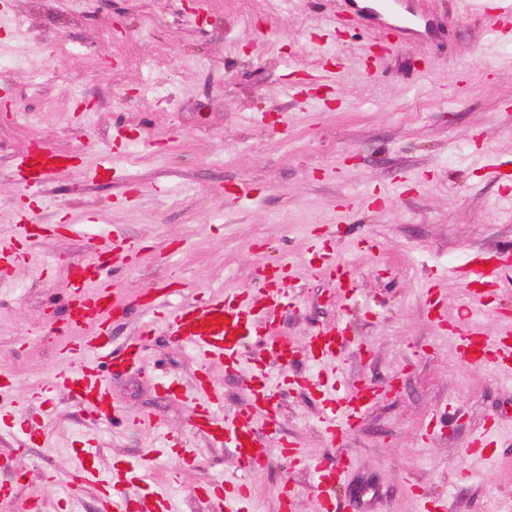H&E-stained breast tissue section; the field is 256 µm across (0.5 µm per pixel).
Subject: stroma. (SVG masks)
Segmentation results:
<instances>
[{
  "label": "stroma",
  "mask_w": 512,
  "mask_h": 512,
  "mask_svg": "<svg viewBox=\"0 0 512 512\" xmlns=\"http://www.w3.org/2000/svg\"><path fill=\"white\" fill-rule=\"evenodd\" d=\"M432 29L369 57L377 29L349 23L336 37L343 0H6L0 9V253L13 255L0 283V365L13 378L0 393V512H99L100 487L74 480L78 449L111 473L122 460L149 469L178 512H210L203 488L234 468L224 447L196 428L191 406L163 390L192 387L202 362L146 309L112 316L98 366L113 407L151 415L153 436L96 419L63 391L50 394L55 419L30 437L43 405L37 393L66 357L71 294L65 268L112 249L120 232L130 262L113 267L115 295L170 291V306L210 291L256 292L264 273L290 269L292 302L278 309L283 336L304 344L345 319L340 356L302 366L312 381L279 387V368L259 338L241 347L237 370L214 363L212 387L226 416L248 397L245 383L267 364L277 384V432L256 429L270 449L249 477L236 512H280L292 485L297 512H318L312 471L285 460L278 439L309 456H332L313 386L335 373V393L363 382L383 394L349 434L352 460L337 496L347 512H490L512 500V385L462 359L426 302L436 289L449 320L464 317L452 274L471 256L512 243V183L488 178L478 153L512 167V25L497 40L483 19L456 17L451 0H409ZM73 155L30 205L14 165L35 143ZM111 174L95 179L91 169ZM253 191L238 196L239 187ZM384 205H373L376 194ZM30 208L38 233L20 231ZM80 224L69 236L64 225ZM349 264L357 290L345 300L309 265L312 239ZM489 333L512 325V269L484 299ZM149 336H142L143 327ZM142 340V360L122 364ZM496 421L494 443L467 442ZM193 450L196 464L156 455L166 439Z\"/></svg>",
  "instance_id": "stroma-1"
}]
</instances>
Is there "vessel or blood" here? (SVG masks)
Returning <instances> with one entry per match:
<instances>
[{
  "mask_svg": "<svg viewBox=\"0 0 512 512\" xmlns=\"http://www.w3.org/2000/svg\"><path fill=\"white\" fill-rule=\"evenodd\" d=\"M480 13L487 16L492 28H499L512 22V0H472ZM351 13L363 19H371L377 10H384L389 19L388 30L395 41L416 33L417 20L404 15L402 0H381L380 7L362 4L361 0H346ZM58 155L41 146L29 149L16 162V175L21 184L32 193H39L43 183L58 170ZM313 252L321 260L317 272L335 279L338 288L352 293L355 275L344 262L334 259L332 253L322 252L319 243H312ZM512 254L511 247L492 255L479 254L466 265L458 268L456 275L463 284V293L471 301H482L481 286L497 283L503 259ZM92 268L91 262L81 261L71 269L70 286L76 301L77 316L73 321L76 332L66 346L71 356H87L90 352L104 348V326L113 311L122 309L125 302L115 296L109 286L87 290L85 283ZM290 274L286 267H278L271 275V289L256 295L229 294L222 299H205L195 306L168 311L161 302H150L149 307L161 318L171 335L192 343L204 356L216 357L223 361L225 369H235L240 358L243 340L249 336L261 337L263 346L272 361L284 367V381L287 385H305L307 377L294 374L293 366L299 354L319 362L333 358L336 345L346 331L345 322L335 327L317 331L303 347H296L280 335L272 317L274 308L288 304L291 295L287 287ZM433 314L440 329L450 330L458 346L470 362L488 366L495 376L512 383V328L502 329L497 335H489L482 325L478 311H470L459 322L449 323L441 307H434ZM253 396L234 416L219 414V404L214 395L203 394L195 404L196 424L207 430L215 441L228 449L235 459L237 472L225 478L213 491L224 504H232L247 495L250 486L246 474L265 466L269 450L262 445L255 433L256 418L273 422L271 397L264 373L252 378ZM51 386L64 387L76 393L82 404L96 417L106 422H118L116 410L106 406L107 387L97 368L82 366L75 370L66 369L56 374ZM324 416L322 423L331 446H342L350 430L354 428L373 406L377 391L375 388L358 383L344 397H337L330 389L319 391ZM283 457L295 464L307 467L315 474V489L320 497L321 512H338L327 490L332 483L341 481L350 473V461L345 457L313 458L306 456L296 447L282 448ZM146 479L143 464L132 463L127 468L113 472L108 483L112 497L104 512H170L169 494L154 491L151 500L145 501L128 493L129 485Z\"/></svg>",
  "mask_w": 512,
  "mask_h": 512,
  "instance_id": "obj_1",
  "label": "vessel or blood"
}]
</instances>
